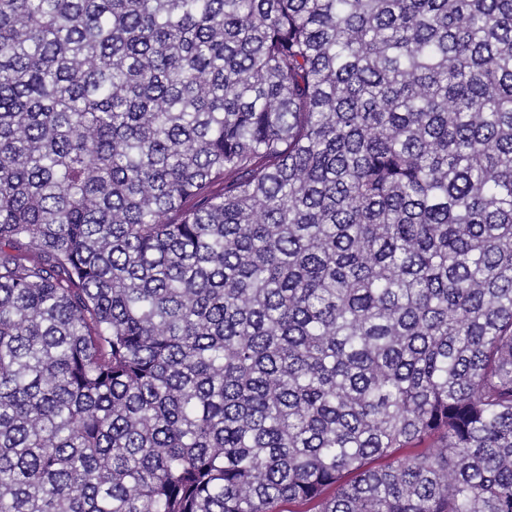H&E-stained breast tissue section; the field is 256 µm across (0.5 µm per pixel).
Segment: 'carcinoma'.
Wrapping results in <instances>:
<instances>
[{
  "instance_id": "obj_1",
  "label": "carcinoma",
  "mask_w": 512,
  "mask_h": 512,
  "mask_svg": "<svg viewBox=\"0 0 512 512\" xmlns=\"http://www.w3.org/2000/svg\"><path fill=\"white\" fill-rule=\"evenodd\" d=\"M512 512V0H0V512Z\"/></svg>"
}]
</instances>
